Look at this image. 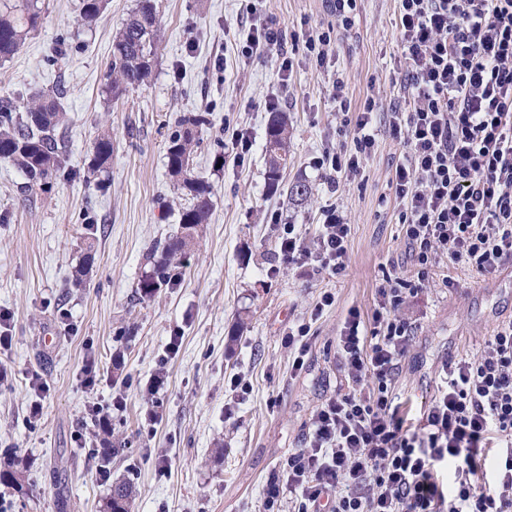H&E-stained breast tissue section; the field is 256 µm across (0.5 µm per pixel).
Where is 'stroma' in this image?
Instances as JSON below:
<instances>
[{
  "label": "stroma",
  "mask_w": 512,
  "mask_h": 512,
  "mask_svg": "<svg viewBox=\"0 0 512 512\" xmlns=\"http://www.w3.org/2000/svg\"><path fill=\"white\" fill-rule=\"evenodd\" d=\"M137 0H107L93 29L78 27L80 0H42V22L12 58L0 60V96L23 104L31 93L63 87V156L69 179L30 193L24 174L0 160V309L11 312L12 346L0 356V458L27 463L23 491L0 485V512H102L113 481L133 486V512H265V492L289 453L301 448L321 402L339 388L336 336L350 307L370 314L385 267L411 275L391 183L402 144L379 133L359 176L329 193L316 164L326 150L350 145L342 135L334 86L343 82L352 109L374 96L381 111L400 98L404 68L395 0H358L350 31L332 33L333 58L317 69L305 41L325 28V0H267L285 30L294 67L287 83L268 53L238 58L242 0H156L163 41L149 84L115 102L104 92L112 38ZM278 99L291 127L284 185L299 178L312 200L296 207L265 188V103ZM207 112L194 154L196 171L214 185L211 217L177 287L139 300L135 286L150 246L178 229L184 199L166 169V146L181 117ZM250 131L244 165H211L225 123ZM111 124V185L78 172L103 124ZM336 204L351 226L348 268L334 278L315 263L289 264L281 224L313 246L323 211ZM90 213L94 250L89 285L70 287L84 246L79 220ZM455 285L441 287L443 277ZM435 281L404 309L416 324L410 358L396 384L400 412L415 423L436 391L442 361L477 354L492 331L512 320V279L463 265L438 266ZM336 297L318 320L317 296ZM311 322L310 359L292 375L289 331ZM179 350L168 354L173 330ZM97 363L83 384L86 357ZM121 361L114 371L113 361ZM250 383L226 415L228 379ZM157 393H149L154 379ZM122 395L112 432L90 412ZM39 402V419L29 417ZM115 452L100 471L96 448Z\"/></svg>",
  "instance_id": "35a3bbf8"
}]
</instances>
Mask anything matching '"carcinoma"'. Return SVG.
Returning a JSON list of instances; mask_svg holds the SVG:
<instances>
[{"instance_id":"obj_1","label":"carcinoma","mask_w":512,"mask_h":512,"mask_svg":"<svg viewBox=\"0 0 512 512\" xmlns=\"http://www.w3.org/2000/svg\"><path fill=\"white\" fill-rule=\"evenodd\" d=\"M106 0H82L80 25L94 27L105 10ZM42 20L39 0H16L3 4L0 11V60L15 55L30 32ZM161 40V26L155 0H138L137 7L112 39V56L106 74L105 93L119 100L130 90L147 84L152 77L153 62ZM63 89L33 95L26 105L18 107L8 97H0V160L8 161L27 178L31 192L46 193L56 179L71 176L62 164L63 145L60 129L64 124L61 98ZM210 125L206 112H190L180 120V130L166 147V167L177 189L188 199L179 213L180 233L151 247L148 268L136 285L139 299L152 298L162 287H174L185 261L196 244L204 224L208 223L214 186L192 167V155L198 134ZM290 128L285 112H272L265 130V187L277 193L288 168ZM112 133L104 130L95 138L83 178L104 188L110 181L112 165ZM310 196V187L296 180L289 187V200L299 205ZM93 243L87 242L72 273L71 287L87 285ZM26 462L19 456L0 460V484L18 491L23 489ZM132 486L126 481L112 485L104 503V512H132Z\"/></svg>"}]
</instances>
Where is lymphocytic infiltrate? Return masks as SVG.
Listing matches in <instances>:
<instances>
[{
	"instance_id": "f902f5d3",
	"label": "lymphocytic infiltrate",
	"mask_w": 512,
	"mask_h": 512,
	"mask_svg": "<svg viewBox=\"0 0 512 512\" xmlns=\"http://www.w3.org/2000/svg\"><path fill=\"white\" fill-rule=\"evenodd\" d=\"M263 0H246L241 55L277 50L279 73L293 64L286 34L266 20ZM406 68L402 100L387 115L405 152L394 169L398 221L414 274L385 270L371 316L349 308L336 338L345 383L317 408L304 445L290 453L266 490L267 505L293 512H512V322L480 353L444 362L437 392L417 428L398 411L395 383L415 325L406 300L440 262L493 274L512 260V0H397ZM375 102L355 119L352 145L323 155L332 170L356 174L376 145ZM351 226L329 205L315 251L284 225L286 262L317 256L342 276ZM501 455L494 474L489 448ZM453 479H439L443 468Z\"/></svg>"
}]
</instances>
